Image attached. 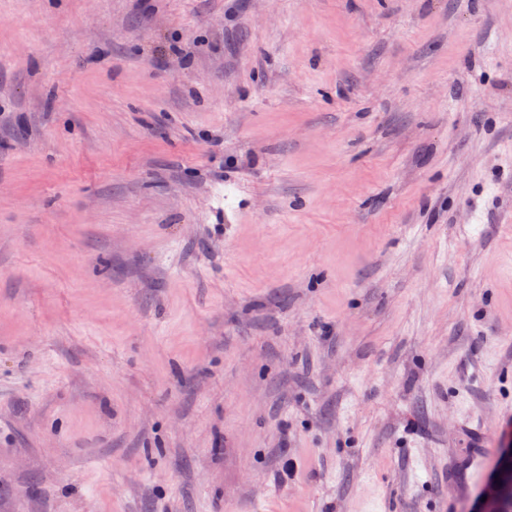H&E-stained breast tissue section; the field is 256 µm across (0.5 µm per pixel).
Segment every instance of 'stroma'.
<instances>
[{"label": "stroma", "instance_id": "35a3bbf8", "mask_svg": "<svg viewBox=\"0 0 512 512\" xmlns=\"http://www.w3.org/2000/svg\"><path fill=\"white\" fill-rule=\"evenodd\" d=\"M508 434L512 0H0V512H470Z\"/></svg>", "mask_w": 512, "mask_h": 512}]
</instances>
